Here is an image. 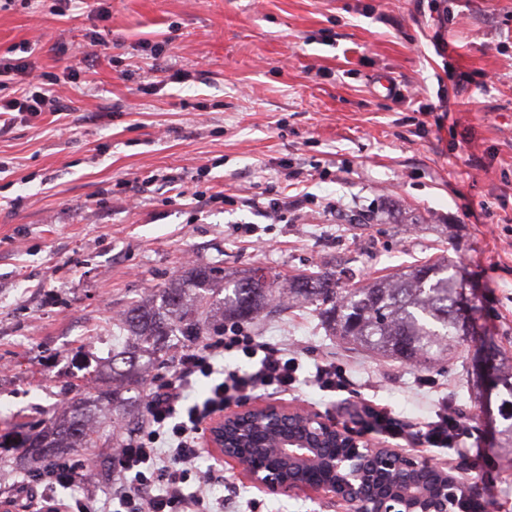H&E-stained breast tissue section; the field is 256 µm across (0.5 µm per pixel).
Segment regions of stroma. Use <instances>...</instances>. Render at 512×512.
I'll return each instance as SVG.
<instances>
[{"instance_id":"35a3bbf8","label":"stroma","mask_w":512,"mask_h":512,"mask_svg":"<svg viewBox=\"0 0 512 512\" xmlns=\"http://www.w3.org/2000/svg\"><path fill=\"white\" fill-rule=\"evenodd\" d=\"M54 4L0 0V56L30 44L26 62L64 83L62 111L0 131V435L51 415L86 367L111 385L113 316L191 263L351 288L449 259L512 356V0H109L103 19ZM248 330L299 362L293 391L248 404L350 426L369 399L423 457L416 430L448 400L469 418L462 447L489 458L468 471L480 512H512L505 422L470 390L476 340L423 369L344 343L309 304ZM322 360L344 392L313 383ZM198 467L224 512H349L208 450ZM0 494H36L10 448Z\"/></svg>"}]
</instances>
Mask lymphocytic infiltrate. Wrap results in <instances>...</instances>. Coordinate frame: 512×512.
I'll return each mask as SVG.
<instances>
[{
    "label": "lymphocytic infiltrate",
    "mask_w": 512,
    "mask_h": 512,
    "mask_svg": "<svg viewBox=\"0 0 512 512\" xmlns=\"http://www.w3.org/2000/svg\"><path fill=\"white\" fill-rule=\"evenodd\" d=\"M37 90L21 97H0V113L18 112L34 118L59 108L60 79L44 72ZM237 352L257 360L251 372L225 369V354ZM299 364L287 349L274 348L238 325L225 328L186 349L177 370L148 394L147 414L131 440L111 461L121 478L119 492L109 495L99 512H210L209 484L201 480L197 461L202 454V424L232 403L260 388L288 391L298 380ZM210 379L203 398L191 397L197 381ZM468 429L460 413L440 407L421 431L431 449H451ZM93 461L90 453L62 456L32 471L40 487L30 512H90L80 499L62 496L78 482Z\"/></svg>",
    "instance_id": "f902f5d3"
}]
</instances>
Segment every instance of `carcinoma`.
Instances as JSON below:
<instances>
[{
  "label": "carcinoma",
  "mask_w": 512,
  "mask_h": 512,
  "mask_svg": "<svg viewBox=\"0 0 512 512\" xmlns=\"http://www.w3.org/2000/svg\"><path fill=\"white\" fill-rule=\"evenodd\" d=\"M458 280L449 265L425 263L387 275L365 288H342L333 274L294 275L280 285L277 275L253 268L229 280L224 269L191 265L164 287L131 302L112 322L125 336L112 347V387L82 389L67 401L65 411L33 423L11 441L21 461L47 463L80 448H94L96 427L103 421L126 419L143 399L144 372L167 366L172 338L189 347L206 336L224 335L228 322L243 323L267 316L286 305L309 303L320 310L322 323L349 344L381 357L427 366L448 356L467 337L475 320L474 304L464 312L456 306ZM489 360L497 373L502 434L512 445V364L497 347ZM246 433L262 439L259 461H271L279 438L301 436L288 422L258 419Z\"/></svg>",
  "instance_id": "cac0c4a2"
}]
</instances>
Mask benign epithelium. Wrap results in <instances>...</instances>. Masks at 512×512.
I'll list each match as a JSON object with an SVG mask.
<instances>
[{
  "label": "benign epithelium",
  "instance_id": "obj_1",
  "mask_svg": "<svg viewBox=\"0 0 512 512\" xmlns=\"http://www.w3.org/2000/svg\"><path fill=\"white\" fill-rule=\"evenodd\" d=\"M264 412L276 413L302 420L308 431L307 437L298 440L286 438L278 448L279 463L260 465L253 461L250 449L242 447L245 439L238 440L240 447L225 446V431L241 423V420ZM330 435L347 453L334 458L320 455L317 437ZM206 447L220 457L236 461L243 466L250 478L258 485L273 490L304 491L311 485L293 480L288 476V464L294 462L303 468L324 467L337 476L331 483L316 486L340 503L354 504L358 512H450V505L459 497L472 495L468 482L448 470L418 456L397 448H384L361 435L342 429L335 422L297 407L277 404L247 407L225 413L214 419L206 428ZM375 460L383 471L402 464L410 473L431 472L440 475L441 484L434 490H421L413 483L393 485L387 491L367 494L362 484L366 476V463Z\"/></svg>",
  "mask_w": 512,
  "mask_h": 512
}]
</instances>
